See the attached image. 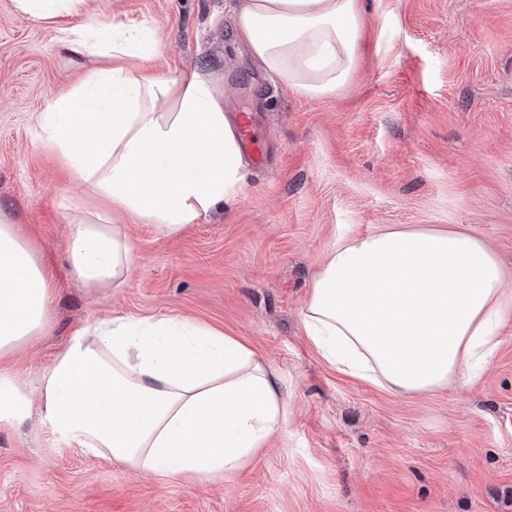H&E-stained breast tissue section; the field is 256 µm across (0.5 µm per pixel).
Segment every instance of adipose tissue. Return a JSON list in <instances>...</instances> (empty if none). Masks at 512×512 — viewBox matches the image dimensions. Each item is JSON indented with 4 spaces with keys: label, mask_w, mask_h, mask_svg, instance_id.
<instances>
[{
    "label": "adipose tissue",
    "mask_w": 512,
    "mask_h": 512,
    "mask_svg": "<svg viewBox=\"0 0 512 512\" xmlns=\"http://www.w3.org/2000/svg\"><path fill=\"white\" fill-rule=\"evenodd\" d=\"M84 2L13 0L32 21L63 19L66 54L116 60L36 115L43 145L98 200L69 202L67 261L78 283L99 289L129 277L125 221L178 232L234 197L243 158L202 73L147 68L161 41L82 15ZM364 19V0H243L236 37L281 85L321 100L353 78ZM131 56L141 66L122 65ZM53 299L32 248L1 223L0 357L51 331ZM511 321L512 285L480 238L393 226L339 244L302 312L327 362L401 396L478 379ZM38 395L56 432L155 480H231L288 424L277 372L237 337L179 315L79 325Z\"/></svg>",
    "instance_id": "1"
}]
</instances>
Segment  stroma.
I'll return each mask as SVG.
<instances>
[{"label":"stroma","instance_id":"35a3bbf8","mask_svg":"<svg viewBox=\"0 0 512 512\" xmlns=\"http://www.w3.org/2000/svg\"><path fill=\"white\" fill-rule=\"evenodd\" d=\"M238 0H87L150 29L152 67L207 73L250 112L224 208L178 233L133 223L134 266L86 290L66 262L68 202L96 205L40 143L36 112L108 65L60 53L55 25L0 0V214L55 288L54 328L0 358V512H512V322L485 374L394 396L327 363L304 334L314 274L388 225L464 228L512 274V0H365L352 81L320 101L268 77L234 40ZM178 314L240 338L283 380L288 426L222 483L156 482L86 455L42 419L38 382L76 326Z\"/></svg>","mask_w":512,"mask_h":512}]
</instances>
